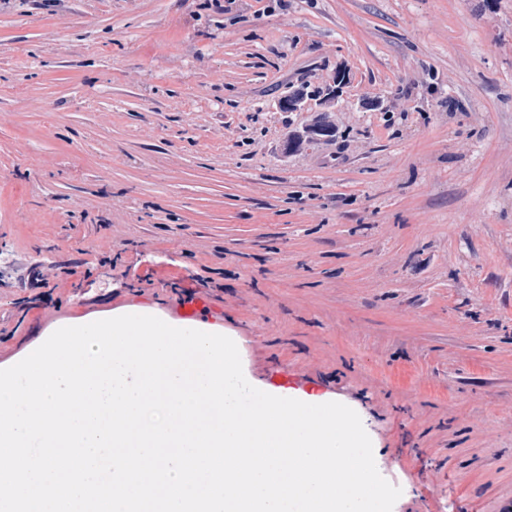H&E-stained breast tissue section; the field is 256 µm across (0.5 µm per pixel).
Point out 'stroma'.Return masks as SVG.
Segmentation results:
<instances>
[{
  "label": "stroma",
  "instance_id": "stroma-1",
  "mask_svg": "<svg viewBox=\"0 0 512 512\" xmlns=\"http://www.w3.org/2000/svg\"><path fill=\"white\" fill-rule=\"evenodd\" d=\"M201 2L0 0V363L52 324L32 263L62 318L219 325L258 387L351 407L393 512H497L512 0ZM339 71L336 138L287 152L321 108L274 100Z\"/></svg>",
  "mask_w": 512,
  "mask_h": 512
}]
</instances>
